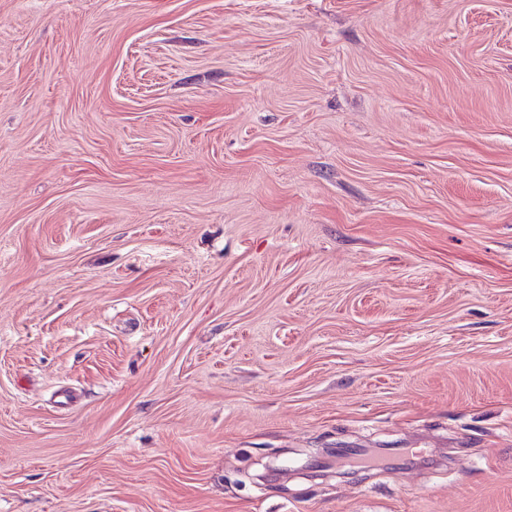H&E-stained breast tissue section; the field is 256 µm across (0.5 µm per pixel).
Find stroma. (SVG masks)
Returning <instances> with one entry per match:
<instances>
[{
  "label": "stroma",
  "instance_id": "obj_1",
  "mask_svg": "<svg viewBox=\"0 0 512 512\" xmlns=\"http://www.w3.org/2000/svg\"><path fill=\"white\" fill-rule=\"evenodd\" d=\"M0 512H512V0H0Z\"/></svg>",
  "mask_w": 512,
  "mask_h": 512
}]
</instances>
